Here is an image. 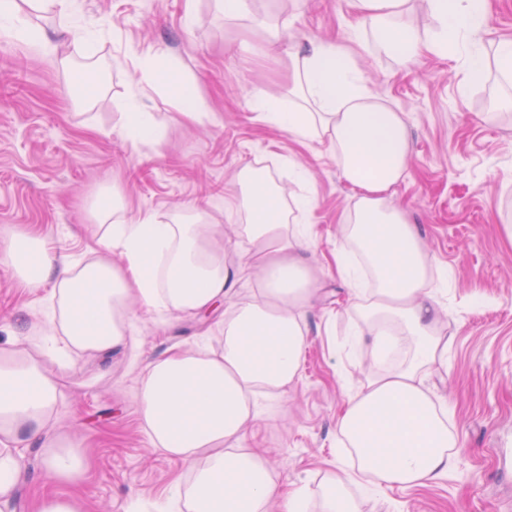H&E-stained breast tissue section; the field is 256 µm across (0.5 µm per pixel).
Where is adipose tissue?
I'll use <instances>...</instances> for the list:
<instances>
[{
	"label": "adipose tissue",
	"instance_id": "adipose-tissue-1",
	"mask_svg": "<svg viewBox=\"0 0 512 512\" xmlns=\"http://www.w3.org/2000/svg\"><path fill=\"white\" fill-rule=\"evenodd\" d=\"M409 2L356 0L379 50L398 62L447 53L461 39L476 43L484 30L486 0H428L436 22L428 37L408 21ZM290 58L300 105L284 112L262 98L256 107L297 137L324 138L334 147L355 197L336 271L353 281L346 254L358 247L375 280L371 290L354 292L363 333L372 349L402 355L398 364L376 369L349 399L338 420L341 442L353 448L360 471L376 486L438 481L453 465L456 439L425 378L447 370L448 338L430 288L432 261L413 225L388 203L404 175L406 128L398 113L373 101L349 53L336 43L314 42ZM463 66L466 88L492 68L512 82V40L499 41L494 56H466ZM237 184L236 209L245 215L238 236L247 246L242 263L225 261L210 242L218 225L202 229L197 215L115 221L118 206L108 188L90 205L99 236L84 259L53 252L28 232L10 237L0 263L24 286L49 285L50 310L40 341L0 347V507L9 506L23 478L21 450L29 444L44 448L49 483L82 479L86 458L44 432L62 395L51 366L72 354L103 359L134 344L128 316L134 301L178 320L228 307L218 346L170 348L147 366L139 384L142 429L154 448L192 475L177 489L186 512H268L279 497L285 512H301V493H282L266 459L241 442L256 418V394H287L299 377L307 344L301 309L316 291L307 257L312 200L284 197L267 174L250 166L238 172ZM247 267L258 273L263 296L240 304L236 286Z\"/></svg>",
	"mask_w": 512,
	"mask_h": 512
}]
</instances>
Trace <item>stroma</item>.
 <instances>
[{
    "mask_svg": "<svg viewBox=\"0 0 512 512\" xmlns=\"http://www.w3.org/2000/svg\"><path fill=\"white\" fill-rule=\"evenodd\" d=\"M20 15L23 28L43 30L57 52L0 33V235L33 231L59 252L82 257L97 232L88 203L111 188L129 223L148 213L202 212L220 225L216 243L225 258L237 261L233 220L224 212L238 193L235 174L248 165L266 169L289 193L296 189L289 164L306 170L319 279L302 310L308 346L287 395H256L258 416L242 445L266 455L282 491H304L309 512L318 510L323 477L352 467L337 422L376 368L369 343L353 338L361 319L349 307L351 288L336 274L354 198L328 141L297 139L264 120L254 103L270 96L280 110L291 109L286 45L317 39L348 49L371 95L407 128V173L390 202L416 224L435 260L434 278L447 282L437 299L447 314L448 371L426 385L458 439L454 464L439 481L371 490L354 479L348 489L360 512H512V236L505 225L512 212V111L485 120L494 81L461 90L465 44L401 65L374 49L353 0H249L238 18L225 17L220 0H76L72 22L97 33L84 42L62 32L58 18L26 5ZM144 53L185 76L210 107L205 117L189 118L187 103L165 88L138 87L136 59ZM88 63L107 93L82 107L76 97ZM134 98L152 112L158 143L125 137ZM45 294L20 287L0 264V346L23 338L41 318ZM130 317L136 346L104 361L76 359L46 428L92 456L79 487L88 512H155L187 480L185 467L152 447L138 425L139 381L170 347L218 343L224 312L198 322L163 319L135 305ZM24 454L14 512H29L31 495L45 482L43 448L32 444Z\"/></svg>",
    "mask_w": 512,
    "mask_h": 512,
    "instance_id": "stroma-1",
    "label": "stroma"
}]
</instances>
